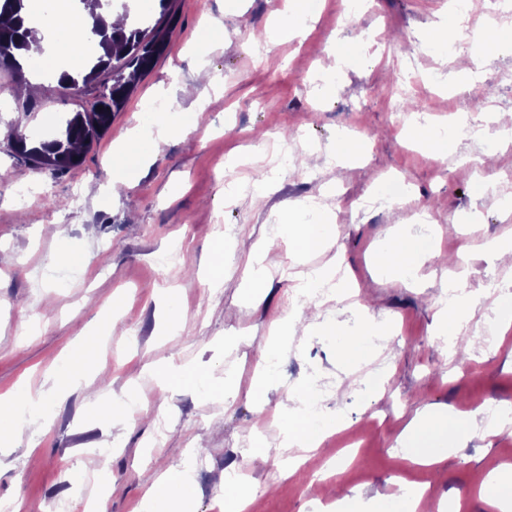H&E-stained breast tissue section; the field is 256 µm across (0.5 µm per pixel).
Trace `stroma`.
I'll use <instances>...</instances> for the list:
<instances>
[{"label": "stroma", "instance_id": "1", "mask_svg": "<svg viewBox=\"0 0 512 512\" xmlns=\"http://www.w3.org/2000/svg\"><path fill=\"white\" fill-rule=\"evenodd\" d=\"M302 35L281 32L271 50L254 43L278 19L283 0H173L176 17L164 54L137 82L111 130L65 173L36 171L18 160L6 137L14 128L51 137L92 95L63 96L56 80H39L31 62L23 77L0 70V394L42 383L70 360L77 339L111 315V336L99 345L101 368L60 399L38 403L49 427L34 447L0 451V504L21 512H56L104 498L107 512H142L139 471L183 470L194 512H220L226 468L240 472L254 493L246 512H316L318 506L360 494L388 499L425 488L442 512H487L473 492L490 470L512 458V432L490 422L470 427L463 447L422 466L404 459L398 440L422 409L471 412L512 408V297L495 287L512 282V265L494 260L483 239L512 231V197L489 186L512 173V144L485 121L490 108L512 110V19L480 38L488 18L470 26L471 39L453 54L429 47L431 27L449 20V0H367L346 20L344 0H317ZM353 45L352 58L333 57ZM483 56L470 80V59ZM41 93L22 111L24 89ZM176 96L173 112L184 135L148 162L124 159L114 179L103 157L150 119L153 103ZM418 110L406 109L407 100ZM447 131V150H429L412 132L420 124ZM359 151L332 164L341 132ZM291 157L308 155L307 169L273 166L275 143ZM491 150L494 168L476 174L469 157ZM274 172L272 190L253 197L257 174ZM404 194L386 208L370 206L388 178ZM319 200L331 231L357 279L358 298L321 306L324 325L309 336H286L276 346L280 369L271 383L254 376L276 320L301 316L291 308V248L279 235L290 205ZM429 228L439 249L427 250L416 277L400 283L377 272L379 247L393 228ZM179 247L177 266L157 256ZM266 249L273 271L252 281L246 262ZM85 255L87 266L70 263ZM462 263L469 290L485 298L470 323L469 357L445 358L434 336L436 308L451 264ZM223 264L225 286L215 287ZM123 296L111 311L113 293ZM181 323L162 327L168 304ZM386 322V369L375 359L349 363L342 337L364 331L366 319ZM494 342L477 339L484 321ZM189 372L167 388L141 376L170 356ZM336 386L324 403L339 431L306 453L292 478L247 458L254 440L273 444L282 420L296 422L291 400L303 386ZM135 392L142 404H167L161 424L141 420L104 435L105 416L91 404ZM289 410L281 418V410ZM111 446L101 458L97 447Z\"/></svg>", "mask_w": 512, "mask_h": 512}]
</instances>
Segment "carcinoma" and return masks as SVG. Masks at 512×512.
I'll return each instance as SVG.
<instances>
[{
	"mask_svg": "<svg viewBox=\"0 0 512 512\" xmlns=\"http://www.w3.org/2000/svg\"><path fill=\"white\" fill-rule=\"evenodd\" d=\"M93 17L90 29L82 37L97 41L101 53L92 60L89 69L81 73H64L59 87L78 85L94 94L91 109L77 112L66 119L58 134L48 140L33 142L19 132L8 136L9 148L35 170L50 169L62 174L80 162L82 151L112 126L114 114L120 111L133 91L136 79L147 72L167 47L168 30L164 21L172 20L170 0H156L160 17L152 26L108 29L97 10L101 0H81ZM39 31L24 13V0H0V69L22 77V59L34 47H39ZM111 74L110 82L99 77Z\"/></svg>",
	"mask_w": 512,
	"mask_h": 512,
	"instance_id": "cac0c4a2",
	"label": "carcinoma"
}]
</instances>
